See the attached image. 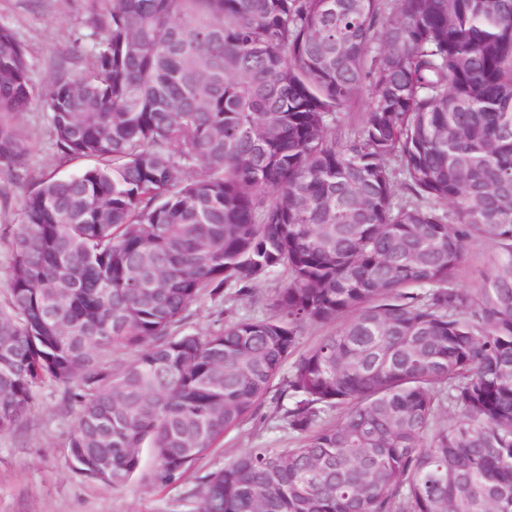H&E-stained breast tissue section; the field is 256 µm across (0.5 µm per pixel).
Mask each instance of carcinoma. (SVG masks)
<instances>
[{
  "label": "carcinoma",
  "instance_id": "cac0c4a2",
  "mask_svg": "<svg viewBox=\"0 0 512 512\" xmlns=\"http://www.w3.org/2000/svg\"><path fill=\"white\" fill-rule=\"evenodd\" d=\"M103 3L84 67L41 92L0 26V166L37 99L59 160L90 161L10 230L0 432L54 382L72 470L120 488L148 446L177 481L291 358L296 446L209 474L196 512H512V0ZM276 277L272 314L183 328ZM496 252V247L489 241L475 243L470 249L468 261L459 273V286L474 288L490 269ZM341 323L336 320L334 323L328 324H312L304 328L299 343V352H303L316 345L323 336L333 332Z\"/></svg>",
  "mask_w": 512,
  "mask_h": 512
}]
</instances>
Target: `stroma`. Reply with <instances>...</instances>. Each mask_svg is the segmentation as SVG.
<instances>
[{"label": "stroma", "mask_w": 512, "mask_h": 512, "mask_svg": "<svg viewBox=\"0 0 512 512\" xmlns=\"http://www.w3.org/2000/svg\"><path fill=\"white\" fill-rule=\"evenodd\" d=\"M101 8V0H0V24L9 27L25 47L37 89L81 70L75 46H90L92 21ZM18 127L31 151L22 179L0 168V295L5 292L11 262L7 237L20 220L22 196L40 180L71 175L84 166L80 160L58 162L48 112L41 103L21 115ZM275 288V281L268 280L249 299L201 297L189 307L185 327L208 330L223 312L236 317L270 314ZM78 411L76 403L64 400L60 386L47 382L36 389L34 404L23 421L0 433V512H194L192 493L202 477L223 469L248 449L290 448L296 443L280 401L270 394L255 414L227 431L183 479L155 482L154 454L145 448L140 469L115 489L84 478L69 465L67 442Z\"/></svg>", "instance_id": "1"}]
</instances>
